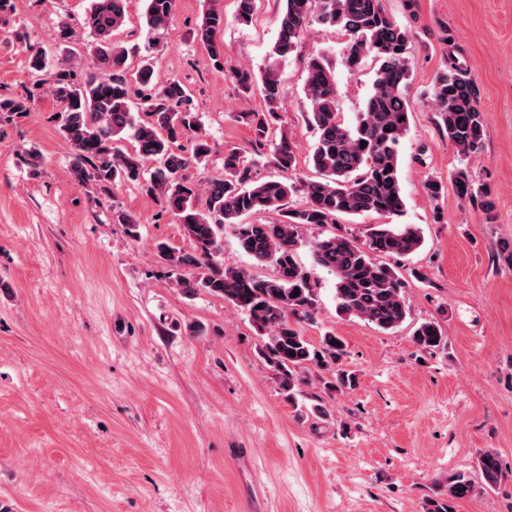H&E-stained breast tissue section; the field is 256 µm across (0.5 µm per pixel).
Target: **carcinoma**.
<instances>
[{
    "label": "carcinoma",
    "instance_id": "obj_1",
    "mask_svg": "<svg viewBox=\"0 0 512 512\" xmlns=\"http://www.w3.org/2000/svg\"><path fill=\"white\" fill-rule=\"evenodd\" d=\"M127 0H90L83 28L98 41L93 72L79 77L73 52L60 55L53 83L42 80L21 96L0 97V114L21 116L31 111L35 93L46 90L62 106L61 133L72 147L70 170L74 179L109 199L123 184H139L164 204L194 243L193 252H175L163 243L158 252L170 265L200 270L192 281H178L189 293L203 291L224 298L243 312L260 336L268 338L262 354L289 401L296 399L301 372L313 365L331 373L335 389L353 384L341 369L347 344L328 332L321 345L310 344L298 328L311 320L316 306V284L311 271L296 259L301 229L308 225L336 226L342 216L365 213L399 216L405 198L400 180L399 146L410 130V109L405 89L411 76L409 33L385 12L382 0H284L278 32L269 62L260 73L243 67L232 72L238 91L248 96L258 90L266 111L248 112L255 141L262 143L269 121L276 118L284 95L279 61L298 48L312 17L337 27L349 36L346 66L358 68L365 59L377 61L372 90L351 125L337 110V84L333 69L322 55L306 65L308 121L316 141L308 163L316 178L253 176V164L231 149L224 152L222 173L206 182L196 181L190 170L211 155L212 145L202 131L188 89L171 78L156 92L142 96V111H133L135 86L149 87L154 63L143 60L130 74L138 49L112 41L126 20ZM175 0H147L144 24L158 35L168 27ZM224 28V13L210 12L193 33L213 65L224 66L217 34ZM479 90L467 70L451 66L436 74L433 101L439 125L455 149L460 167L453 183L462 197L481 199L483 219L494 220L495 203L473 181L471 161L481 152L484 139ZM133 140L132 148L123 142ZM366 147H361V142ZM269 163L283 172L297 163V144L288 133L275 142ZM300 198V202L293 198ZM274 215L269 223L252 220ZM231 228L239 248L256 267L274 268L271 277L224 266L220 259L224 229ZM423 243L415 224H368L362 240L336 232L319 236L311 245L313 266L334 274L336 310L373 324L382 331L398 327L406 318L405 280L383 257H407ZM299 295H294V291ZM414 343L430 352L444 345L441 325L421 323ZM295 352L290 356L289 352ZM486 486L503 478L492 452L478 459ZM476 485L464 473L453 472L439 493L428 499L425 512H452V503L475 496Z\"/></svg>",
    "mask_w": 512,
    "mask_h": 512
}]
</instances>
